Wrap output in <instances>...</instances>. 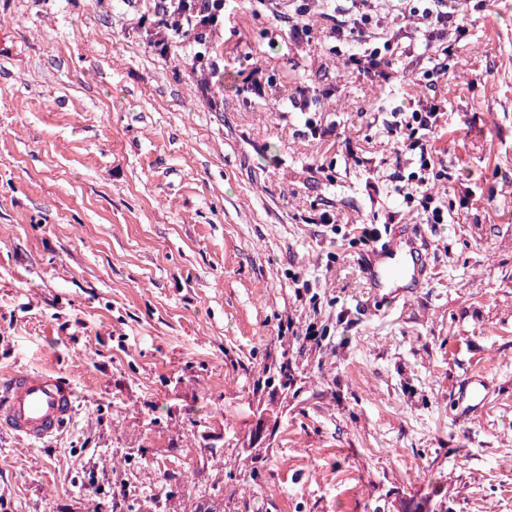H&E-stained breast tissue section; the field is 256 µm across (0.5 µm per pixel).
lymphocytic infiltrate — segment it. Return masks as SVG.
<instances>
[{
	"label": "lymphocytic infiltrate",
	"mask_w": 512,
	"mask_h": 512,
	"mask_svg": "<svg viewBox=\"0 0 512 512\" xmlns=\"http://www.w3.org/2000/svg\"><path fill=\"white\" fill-rule=\"evenodd\" d=\"M156 19L150 32L151 46L162 56L179 51L193 64L203 65L208 75L221 66L213 55V44L224 35V0H153ZM289 12H280V0H262L272 15L278 16L284 37L300 42L313 37L312 21H330V39L355 44L356 53L344 63L375 82L394 80L392 62L405 52L398 32L381 22L385 10L398 8L402 19L413 24L423 52L448 55L450 35H462L464 17L459 0H289ZM440 108L430 102L400 112L389 128L399 146V154L409 156L416 169L401 191L407 200H419L427 221H445L446 206L434 186V152L427 140L436 130Z\"/></svg>",
	"instance_id": "f902f5d3"
}]
</instances>
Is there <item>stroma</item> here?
<instances>
[{
    "label": "stroma",
    "mask_w": 512,
    "mask_h": 512,
    "mask_svg": "<svg viewBox=\"0 0 512 512\" xmlns=\"http://www.w3.org/2000/svg\"><path fill=\"white\" fill-rule=\"evenodd\" d=\"M152 6L0 0V375L83 394L48 442L0 431V512H394L432 482L448 512H512V0H465L425 90L370 83L327 40L270 43L244 0L220 111L148 47ZM422 98L443 224L396 190L412 167L388 127ZM362 221L420 231L408 296L371 301ZM285 364L290 386L266 384ZM473 378L487 403L463 419Z\"/></svg>",
    "instance_id": "stroma-1"
}]
</instances>
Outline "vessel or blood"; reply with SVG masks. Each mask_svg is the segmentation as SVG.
<instances>
[{
    "label": "vessel or blood",
    "instance_id": "b4317fda",
    "mask_svg": "<svg viewBox=\"0 0 512 512\" xmlns=\"http://www.w3.org/2000/svg\"><path fill=\"white\" fill-rule=\"evenodd\" d=\"M427 271L420 240L399 226L381 245L372 247L364 266L373 292L396 298L398 281L420 282ZM79 400L75 383L55 371L28 370L0 377V429L27 442L57 436L71 422Z\"/></svg>",
    "mask_w": 512,
    "mask_h": 512
}]
</instances>
